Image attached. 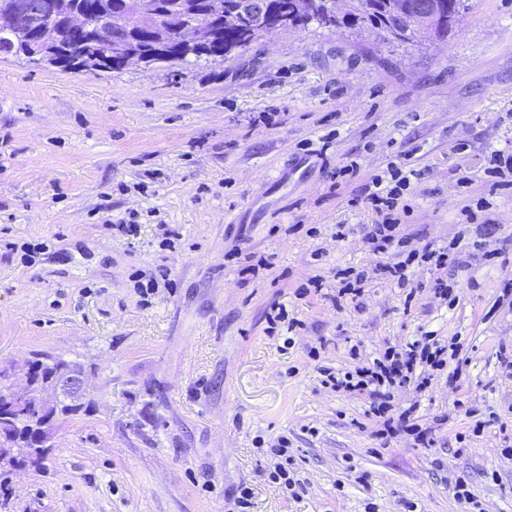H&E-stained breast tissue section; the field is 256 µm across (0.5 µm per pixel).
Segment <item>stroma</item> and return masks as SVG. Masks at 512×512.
Returning <instances> with one entry per match:
<instances>
[{
  "mask_svg": "<svg viewBox=\"0 0 512 512\" xmlns=\"http://www.w3.org/2000/svg\"><path fill=\"white\" fill-rule=\"evenodd\" d=\"M499 151L512 152V0H470L443 42L312 25L177 76L0 54V368L77 360L92 393L42 467L0 483V512H228L243 483L252 512H464L460 477L482 512H512V185L484 173ZM401 163L424 173L403 230L465 247L448 270L459 286L436 298L415 265L414 298L375 277L333 303L337 270L377 261L363 240L376 216L352 200ZM480 199L481 235L466 214ZM120 223L137 233L113 235ZM424 332L458 354L391 402L434 428L428 449L379 438L367 401L320 372ZM280 435L297 499L263 476L256 441Z\"/></svg>",
  "mask_w": 512,
  "mask_h": 512,
  "instance_id": "1",
  "label": "stroma"
}]
</instances>
